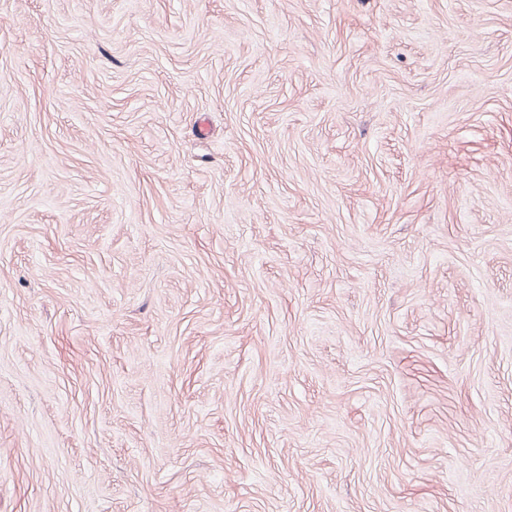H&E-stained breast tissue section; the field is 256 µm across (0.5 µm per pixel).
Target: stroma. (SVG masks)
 <instances>
[{
	"label": "stroma",
	"mask_w": 512,
	"mask_h": 512,
	"mask_svg": "<svg viewBox=\"0 0 512 512\" xmlns=\"http://www.w3.org/2000/svg\"><path fill=\"white\" fill-rule=\"evenodd\" d=\"M0 512H512V0H0Z\"/></svg>",
	"instance_id": "obj_1"
}]
</instances>
